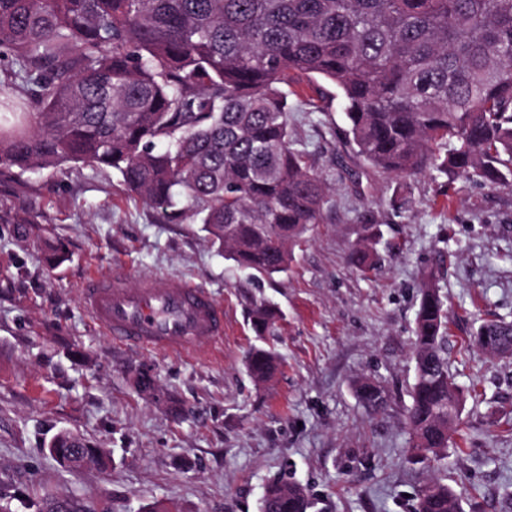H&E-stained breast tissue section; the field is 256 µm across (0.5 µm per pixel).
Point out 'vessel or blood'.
<instances>
[{"instance_id":"vessel-or-blood-1","label":"vessel or blood","mask_w":512,"mask_h":512,"mask_svg":"<svg viewBox=\"0 0 512 512\" xmlns=\"http://www.w3.org/2000/svg\"><path fill=\"white\" fill-rule=\"evenodd\" d=\"M81 300L113 343L158 354L193 355L224 340V308L208 289L172 276L131 288L122 276H89Z\"/></svg>"}]
</instances>
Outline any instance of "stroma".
I'll return each instance as SVG.
<instances>
[{"label": "stroma", "mask_w": 512, "mask_h": 512, "mask_svg": "<svg viewBox=\"0 0 512 512\" xmlns=\"http://www.w3.org/2000/svg\"><path fill=\"white\" fill-rule=\"evenodd\" d=\"M300 86L289 124L329 190L324 221L281 274L239 269L199 225L166 222L115 173L67 165L0 177V503L11 512H38L46 498L96 512H259L282 478L308 489L314 512H414L435 478L466 483L461 512H512V359L470 342L476 318L512 315V188L372 173L346 143L335 86ZM355 246L371 254L366 269L348 260ZM431 270L466 395L461 445L438 464L410 460L404 425L417 287ZM115 273L132 288L161 275L208 288L224 307L223 349L113 345L80 290ZM262 300L277 318L260 338L250 313ZM257 345L283 360L265 386L245 367ZM143 372L155 393L135 386ZM362 378L386 388L383 412L359 403ZM62 431L109 465H60L48 446Z\"/></svg>", "instance_id": "35a3bbf8"}]
</instances>
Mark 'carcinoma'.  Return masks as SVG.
I'll return each mask as SVG.
<instances>
[{
	"instance_id": "cac0c4a2",
	"label": "carcinoma",
	"mask_w": 512,
	"mask_h": 512,
	"mask_svg": "<svg viewBox=\"0 0 512 512\" xmlns=\"http://www.w3.org/2000/svg\"><path fill=\"white\" fill-rule=\"evenodd\" d=\"M0 173L81 164L112 170L170 223L201 225L240 268L288 270L324 219L328 185L295 147L297 75L339 90L347 143L383 173L423 171L512 186V0H0ZM412 458L438 462L463 396L448 370V299L435 273L418 288ZM274 322L252 311L262 334ZM473 344L512 357V320L481 319ZM281 366L253 348L257 384ZM372 412L379 383L355 387ZM66 466L102 461L68 432ZM438 481L415 512H460ZM293 482L270 484L261 512H310Z\"/></svg>"
}]
</instances>
